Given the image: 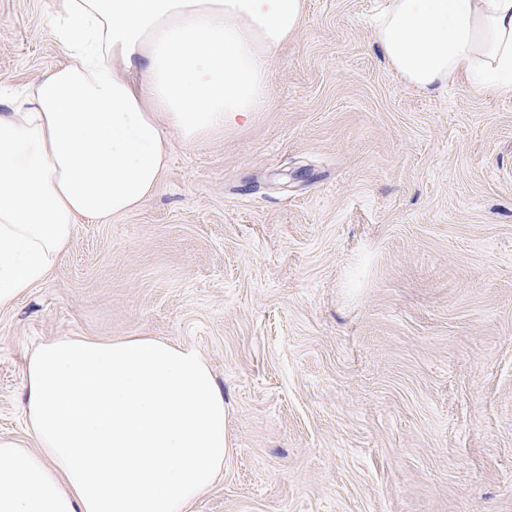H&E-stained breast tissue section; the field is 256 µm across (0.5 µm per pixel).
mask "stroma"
<instances>
[{
    "instance_id": "35a3bbf8",
    "label": "stroma",
    "mask_w": 512,
    "mask_h": 512,
    "mask_svg": "<svg viewBox=\"0 0 512 512\" xmlns=\"http://www.w3.org/2000/svg\"><path fill=\"white\" fill-rule=\"evenodd\" d=\"M59 0H0V88L62 62ZM386 0H306L252 122L173 141L149 200L79 224L0 310V436L60 336L195 347L224 476L191 512H512V97L425 96Z\"/></svg>"
}]
</instances>
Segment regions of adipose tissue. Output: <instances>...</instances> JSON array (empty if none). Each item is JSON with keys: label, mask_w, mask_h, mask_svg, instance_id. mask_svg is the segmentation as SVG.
Masks as SVG:
<instances>
[{"label": "adipose tissue", "mask_w": 512, "mask_h": 512, "mask_svg": "<svg viewBox=\"0 0 512 512\" xmlns=\"http://www.w3.org/2000/svg\"><path fill=\"white\" fill-rule=\"evenodd\" d=\"M305 0H61L65 60L0 96V308L74 228L143 204L169 134L195 146L262 109ZM375 40L406 86L512 96V0H390ZM29 437H0V512H188L224 472V393L189 345L62 336L27 358Z\"/></svg>", "instance_id": "1"}]
</instances>
